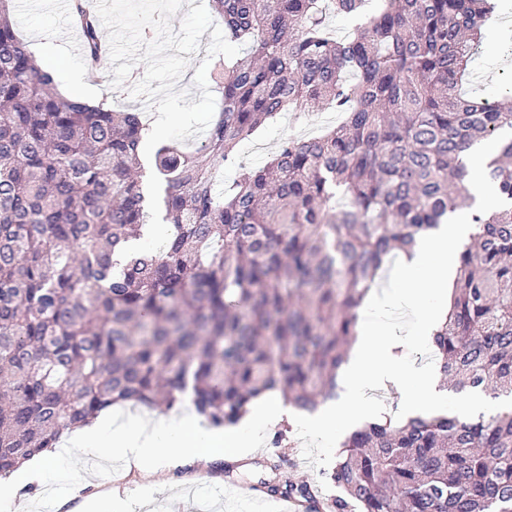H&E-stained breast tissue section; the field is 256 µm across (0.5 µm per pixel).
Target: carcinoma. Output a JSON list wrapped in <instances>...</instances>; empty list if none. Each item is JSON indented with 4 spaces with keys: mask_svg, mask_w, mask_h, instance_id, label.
Instances as JSON below:
<instances>
[{
    "mask_svg": "<svg viewBox=\"0 0 512 512\" xmlns=\"http://www.w3.org/2000/svg\"><path fill=\"white\" fill-rule=\"evenodd\" d=\"M0 0V474L115 404L188 397L215 428L279 392L299 410L336 396L356 308L395 249L469 197L461 160L498 144L486 176L502 207L478 209L457 293L431 343L457 389L512 391V83L462 84L495 0H380L345 37L329 16L367 0H211L248 57L217 60L221 107L199 149L159 144L166 181L156 254L115 268L139 236L137 112L57 92ZM72 12L85 51L101 20ZM321 105L342 121L287 140L260 168L237 146L268 120ZM236 181L218 189L224 167ZM325 473L334 512H512V411L368 422ZM312 503L310 486L260 482Z\"/></svg>",
    "mask_w": 512,
    "mask_h": 512,
    "instance_id": "obj_1",
    "label": "carcinoma"
}]
</instances>
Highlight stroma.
<instances>
[{
    "mask_svg": "<svg viewBox=\"0 0 512 512\" xmlns=\"http://www.w3.org/2000/svg\"><path fill=\"white\" fill-rule=\"evenodd\" d=\"M14 3L12 16L16 29L30 45L38 44L42 32H51L55 57L62 69H84L82 55L73 48L78 37L67 30L58 13V0H14ZM144 73V63H136L125 85L115 88L111 85L112 65L105 60L94 85L111 99L113 109L141 113L144 120L151 123L157 119V112L148 107L144 98L129 94L131 85ZM509 80H512V10L507 11L505 17L495 16L489 20L467 89L492 100ZM330 115L327 108L283 113L240 144L241 161L249 166L265 165L281 141L300 139L308 131L324 127ZM250 431L261 436V446L235 457V468L227 474L213 472L207 465L184 462L170 466L157 478L135 470L125 471L122 461L103 460L87 483L77 485L70 478L72 460L65 455L55 456L45 466L42 484L28 488L27 512H48L57 499L67 496L76 504L96 501L100 512H142L147 506L152 507L153 512H197L200 491L205 485L224 491L223 496L210 500L209 512H270L268 506L243 500L238 493L268 478L266 464L277 457L283 460L279 470L281 478L309 484L326 496L335 495V488L325 483L322 472L333 464L339 451L337 443L309 436L297 425L287 433L280 447L275 448L271 445L272 434L265 432L259 423H252ZM109 490L117 493V501L101 500V493Z\"/></svg>",
    "mask_w": 512,
    "mask_h": 512,
    "instance_id": "1",
    "label": "stroma"
}]
</instances>
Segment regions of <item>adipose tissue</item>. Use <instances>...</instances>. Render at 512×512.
Wrapping results in <instances>:
<instances>
[{
	"mask_svg": "<svg viewBox=\"0 0 512 512\" xmlns=\"http://www.w3.org/2000/svg\"><path fill=\"white\" fill-rule=\"evenodd\" d=\"M494 156V148L483 144L468 150L463 162L467 186L476 203L495 208L501 200L485 179L487 165ZM477 232V226L458 213L419 236L412 258L400 262L393 274V296L401 298L416 318L411 339L401 340L384 325L360 323L348 361L340 372L336 399L321 403L317 412L303 422L311 434L333 435L337 429L349 427L370 414V407L361 402V393L366 384L380 380L397 384L399 407L408 416L450 409L461 417H476L497 411L498 401L491 393L474 389L446 395L439 390L436 375L414 372L403 362L406 350L431 339L444 321L447 311L443 301L456 275L457 257ZM256 445V440L246 433L206 427L190 410L173 418L152 413L123 418L109 410L65 435L59 448L70 455L116 458L138 470L152 472L179 460L211 462Z\"/></svg>",
	"mask_w": 512,
	"mask_h": 512,
	"instance_id": "1",
	"label": "adipose tissue"
}]
</instances>
